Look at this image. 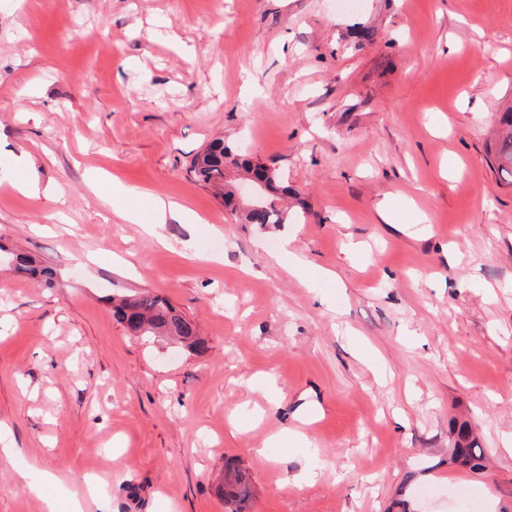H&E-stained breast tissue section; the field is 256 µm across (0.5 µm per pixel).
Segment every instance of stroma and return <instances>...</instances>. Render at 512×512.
Segmentation results:
<instances>
[{"label": "stroma", "mask_w": 512, "mask_h": 512, "mask_svg": "<svg viewBox=\"0 0 512 512\" xmlns=\"http://www.w3.org/2000/svg\"><path fill=\"white\" fill-rule=\"evenodd\" d=\"M362 3L0 0V151L57 194L1 168L0 244L59 280L0 273V512H44L19 466L57 512L87 477L84 512H227L228 459L247 512H512V185L489 154L512 0ZM216 137L300 191L298 222L238 223L194 180ZM153 194L193 224L146 232ZM141 292L205 352L128 335L111 300ZM464 421L484 471L448 462ZM115 191V194H114ZM143 193L137 189L124 186L118 180L112 182V208L124 218L134 221L137 219L135 210L124 205L126 198L141 197ZM252 497V487L246 473L233 460L224 463V502L230 512H244Z\"/></svg>", "instance_id": "35a3bbf8"}]
</instances>
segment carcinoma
<instances>
[{
  "label": "carcinoma",
  "mask_w": 512,
  "mask_h": 512,
  "mask_svg": "<svg viewBox=\"0 0 512 512\" xmlns=\"http://www.w3.org/2000/svg\"><path fill=\"white\" fill-rule=\"evenodd\" d=\"M503 129L493 149L497 171L512 185V108L500 118ZM232 166L255 174L264 182L259 197L244 203V206H231L235 184L226 180V167ZM191 172L197 182L214 191L215 198L224 207L232 208L242 224H286L288 213L278 203V199L292 196L299 198L298 190L283 183L277 169L256 163L241 149L224 145V138L213 139L206 148L197 152L192 160ZM14 271L16 274L37 281L45 289L57 287L54 271L35 262L31 257L16 253ZM113 309L120 322L133 336L144 338L167 336L181 344H187L188 350L202 353L204 340L194 323L177 313L169 303L159 296L148 293H136L113 302ZM452 460L459 466L479 472L485 469L486 456L480 448L468 424L462 423L456 432ZM252 497V487L246 473L233 460L224 463V502L229 512H244Z\"/></svg>",
  "instance_id": "1"
}]
</instances>
